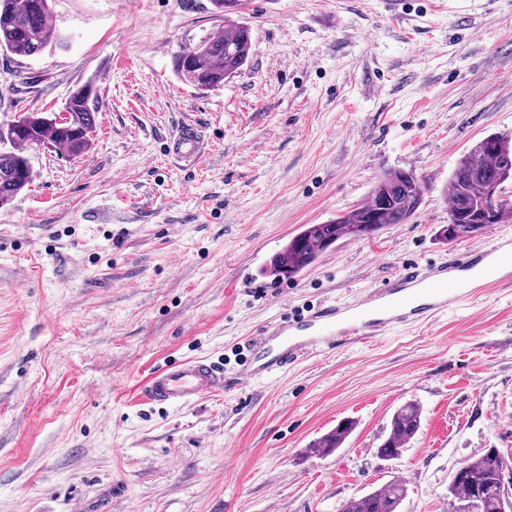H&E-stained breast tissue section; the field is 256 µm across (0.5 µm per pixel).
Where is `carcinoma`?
I'll return each instance as SVG.
<instances>
[{"label":"carcinoma","mask_w":512,"mask_h":512,"mask_svg":"<svg viewBox=\"0 0 512 512\" xmlns=\"http://www.w3.org/2000/svg\"><path fill=\"white\" fill-rule=\"evenodd\" d=\"M49 0H0V49L14 56L32 57L48 45L60 41L49 24ZM251 50V31L247 26H230L226 35H211L193 49L174 58L178 77L198 90L224 82L247 61ZM67 121L62 123L43 112L20 115L17 124L5 132L8 143L0 149V208L7 206L33 177L29 156L35 146H46L69 157H77L90 147V134L98 114L97 93L85 87L72 92L63 106ZM494 184L505 190L512 186V135L490 134L475 143L458 161L450 178L449 219L456 220L455 231L471 238L490 225L512 217V200L491 205L485 186ZM423 181L403 170H390L373 185L368 199L360 206L325 224H306L272 256L265 271L289 279L316 263L342 239H365L387 224H404L418 210ZM421 425L420 407L407 402L390 420L387 437L377 448L381 456L399 457L404 446ZM355 429V422L340 421L335 428L315 440L309 452L329 454L343 446ZM500 464L496 450L466 461V468L448 485V496L457 505L476 503L478 512H502L499 493ZM400 481L344 503L341 512H399L406 497Z\"/></svg>","instance_id":"obj_1"}]
</instances>
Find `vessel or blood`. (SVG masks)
I'll return each mask as SVG.
<instances>
[{
	"instance_id": "1",
	"label": "vessel or blood",
	"mask_w": 512,
	"mask_h": 512,
	"mask_svg": "<svg viewBox=\"0 0 512 512\" xmlns=\"http://www.w3.org/2000/svg\"><path fill=\"white\" fill-rule=\"evenodd\" d=\"M199 151V137L194 126H184L167 144L169 155L192 163ZM502 237L491 236L488 243L470 249L463 261L473 268L487 258H495L502 267L512 266V251L503 248ZM469 295L467 289L445 284L434 273L422 274L415 268L403 269L383 287L375 288L353 300L339 303L320 312L323 325L319 335L297 337V323L283 326L284 338L261 332L250 341L253 356L243 368L241 380L272 374L313 354L318 346L333 345L355 335L375 336L398 323H422L448 305ZM227 384L224 370L215 361L195 357L173 361L150 372L143 380L139 394L152 405H187L223 394Z\"/></svg>"
}]
</instances>
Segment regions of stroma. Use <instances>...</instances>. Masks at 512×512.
Here are the masks:
<instances>
[{
  "label": "stroma",
  "mask_w": 512,
  "mask_h": 512,
  "mask_svg": "<svg viewBox=\"0 0 512 512\" xmlns=\"http://www.w3.org/2000/svg\"><path fill=\"white\" fill-rule=\"evenodd\" d=\"M62 44L0 51V122L58 111L93 83L90 149L30 153L0 209V512H340L392 480L401 512H450L463 462L512 464V280L419 326L323 347L181 407L138 399L165 364L239 374L249 340L288 316L451 257L443 191L460 157L512 133V0H242L247 63L196 90L176 54L224 27L211 0H51ZM194 167L166 153L182 126ZM400 169L416 215L344 239L281 281L271 257L306 224L362 204ZM422 411L401 457L376 449L402 404ZM346 418L329 455L309 445Z\"/></svg>",
  "instance_id": "stroma-1"
}]
</instances>
